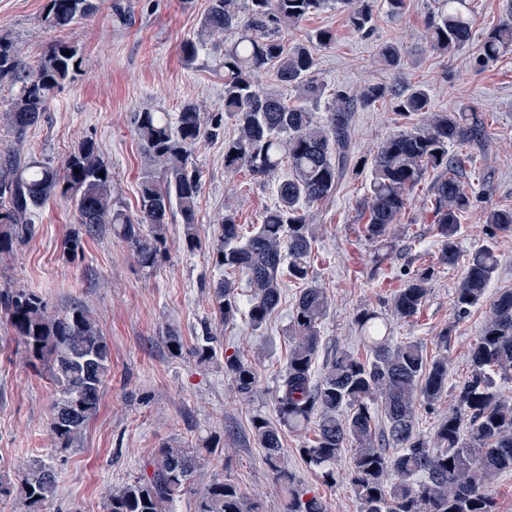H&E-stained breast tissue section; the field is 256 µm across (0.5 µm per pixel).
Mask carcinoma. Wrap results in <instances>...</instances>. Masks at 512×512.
I'll use <instances>...</instances> for the list:
<instances>
[{
    "mask_svg": "<svg viewBox=\"0 0 512 512\" xmlns=\"http://www.w3.org/2000/svg\"><path fill=\"white\" fill-rule=\"evenodd\" d=\"M348 19L360 34L372 32L371 0H341ZM329 0H211L195 35L183 42L182 56L191 63L215 37L232 40L212 57L213 70L224 77V114L235 119L237 133L224 141V169H245L277 181L275 204L262 223L246 236L235 210L227 205L220 221L219 243L210 253L218 270H238L247 276L248 316L261 328L278 310L284 279L304 284L288 324L292 345L275 405L281 423L296 428L315 420L316 434L302 449L307 463L334 479V465L344 448L356 447L351 484L362 512H495L490 485L512 470V397L496 379L512 380V290L490 302V315L471 353V372L460 387L433 435L415 432V415L431 406L448 389V359L430 358L421 344L395 342L389 321L371 309L357 312L355 322L368 348L362 360L350 352L335 353L319 379L312 370L321 345L320 327L329 309L323 288L309 277L315 233L306 207L330 198L346 173L357 166L350 150L351 112L386 99L393 111L419 122L387 137L371 160L372 178L364 201L365 236L386 248L392 226L401 222L414 189L425 172L438 176L432 185V224L441 242L438 264H463L454 290L459 316L483 303L498 267L493 248L486 246L462 258L458 234L462 218L479 198L458 175L461 159L449 153L455 144L482 143L489 133L472 106L453 112H431L430 89L420 82L404 90L369 84L358 93H332L330 113L319 121L317 103L324 88L315 78L314 48L326 47L335 35L321 28L292 44L285 33L296 30ZM97 10V0H48L43 22L58 32L72 29ZM475 20L469 0H433L424 36L432 50L453 54L468 44ZM512 50V0L500 23L483 37L479 62L497 60ZM381 64L396 68L402 60L391 42L377 52ZM81 56L76 45L56 41L32 63L23 61L12 40L0 37V82L17 87L8 111L0 115L14 146L0 149V253H8L32 231L37 211L60 194L74 202L79 223L97 234L119 228L137 262L151 268L159 260L166 224L178 211L187 248L197 247L196 210L202 187L193 154L199 141L213 134L221 117L186 105L176 115L143 111L135 115V132L147 159L139 185V214L131 218L112 198V170L85 140L58 166L22 148L28 130L37 125L47 102L77 72ZM271 74L274 87L261 90L257 77ZM301 87L304 102L288 104L283 89ZM104 176H99V173ZM490 236L512 232V208L484 206ZM151 226V233L140 225ZM432 267L416 270L391 299L396 319L413 317L430 292ZM212 296L220 319L233 321L238 312L234 281L213 282ZM0 310L37 373H47L56 389L49 428L60 448H69L94 418L101 390L110 371V349L97 322L81 306L51 309L25 290L0 293ZM224 371L235 392L248 397L257 390L251 367L237 354L224 358ZM252 431L265 449V463L289 481L280 430L267 419L252 420ZM400 449L390 455L381 443ZM202 457L191 448L167 445L149 463L151 472L108 493L107 512H176L189 490ZM56 477L41 458L23 467L20 494L32 506L52 497ZM288 512H328L317 496L289 490ZM195 512H251L237 490L214 482L196 492Z\"/></svg>",
    "mask_w": 512,
    "mask_h": 512,
    "instance_id": "obj_1",
    "label": "carcinoma"
}]
</instances>
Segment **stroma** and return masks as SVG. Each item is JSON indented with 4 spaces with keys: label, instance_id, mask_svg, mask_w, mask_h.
<instances>
[{
    "label": "stroma",
    "instance_id": "35a3bbf8",
    "mask_svg": "<svg viewBox=\"0 0 512 512\" xmlns=\"http://www.w3.org/2000/svg\"><path fill=\"white\" fill-rule=\"evenodd\" d=\"M46 3L0 0V37L13 40L27 61L61 38L79 48L83 63L75 78L48 101L42 121L31 128L23 147L59 165L74 145L93 140L112 169L113 197L129 215H136L146 158L135 133V113L173 114L187 104L210 112L224 109V81L213 71L208 54L189 64L180 50L197 30L210 0H100L93 15L64 34L43 24ZM430 4L407 0L404 14L393 17L382 0H375L373 32L367 37L351 27L344 7L333 5L310 16L287 38L292 41L320 28L335 32L333 44L315 51L316 75L327 88L349 91L369 83L404 88L424 82L431 89L433 111L475 106L489 127L488 142L455 145L451 151L470 158L463 177L469 190L490 193L491 204L511 207L512 52L484 66L477 62V42L500 21L504 0H470L475 40L451 55L432 51L425 43ZM385 42L400 46L399 67L376 63L377 49ZM404 123L386 102L355 110L352 149L365 163L332 197L309 209L316 235L310 275L325 289L330 304L321 324L316 368L340 350L365 357L357 311L389 314L393 292L441 246L428 204L436 177L432 170L394 226L388 257H381L379 245L363 234L362 203L371 180L367 161ZM235 132L234 119L224 116L216 135L204 138L194 154L203 181L196 250L187 249L176 214L167 226L164 254L153 268L142 267L114 231L85 236L82 256L70 259L63 253L64 242L81 226L73 202L57 195L39 209L32 235L13 252L0 254V289L33 292L60 311L83 306L96 319L111 352L97 416L73 447L58 448L49 435L54 386L28 364L0 313V468L14 471L38 456L52 461L57 470L54 495L45 504L31 507L13 490L0 496V512H106L109 489L141 475L167 444L197 449L205 457L177 512H194L196 490L216 480L235 486L253 512H288V493L268 469L264 450L251 433V420H279L274 396L288 361L289 315L300 286L286 284L278 312L257 331L249 324L244 274L234 275L240 304L235 321L221 323L212 301L218 273L209 254L219 239L218 219L225 205H233L247 233L276 202L274 181L244 169L225 171L224 141ZM486 245L499 257L489 294L512 289V232L489 236L483 212L476 209L461 221L458 246L470 253ZM462 274L459 266L436 267L421 311L391 323L393 340L419 342L431 358L448 357L447 390L416 415V430L426 436L447 416L469 377L471 350L489 315L485 304L457 315L452 298ZM171 329L183 341L178 357L167 348ZM208 334L216 336L218 354L197 359L192 351ZM228 353L238 354L256 373L257 390L249 398L238 397L224 373ZM313 438L310 423L282 431L295 489L323 498L329 512H362L347 477L354 448H345L335 465L336 480L329 483L299 453Z\"/></svg>",
    "mask_w": 512,
    "mask_h": 512
}]
</instances>
